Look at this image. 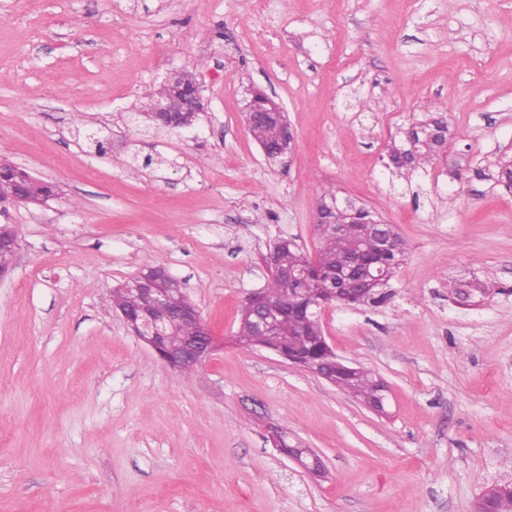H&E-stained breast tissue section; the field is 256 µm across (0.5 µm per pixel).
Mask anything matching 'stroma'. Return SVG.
<instances>
[{
	"label": "stroma",
	"instance_id": "obj_1",
	"mask_svg": "<svg viewBox=\"0 0 512 512\" xmlns=\"http://www.w3.org/2000/svg\"><path fill=\"white\" fill-rule=\"evenodd\" d=\"M181 68L204 87L196 124L126 127ZM251 85L294 132L281 164L244 123ZM439 111L460 176H393L391 141ZM100 128L103 155L84 138ZM510 159L512 0H0V163L56 188L0 216L19 239L0 280V512H472L512 486ZM329 191L408 245L386 303L320 313L388 385L383 416L236 341L273 242L315 255ZM148 264L218 337L201 366L170 368L113 309ZM457 279L495 295L456 305ZM271 439L275 448H282L310 475H320L322 473L319 459L314 454L305 453L303 448H288L282 431L274 430Z\"/></svg>",
	"mask_w": 512,
	"mask_h": 512
}]
</instances>
